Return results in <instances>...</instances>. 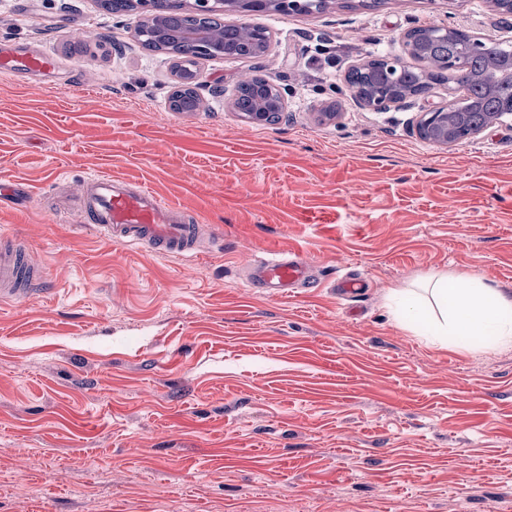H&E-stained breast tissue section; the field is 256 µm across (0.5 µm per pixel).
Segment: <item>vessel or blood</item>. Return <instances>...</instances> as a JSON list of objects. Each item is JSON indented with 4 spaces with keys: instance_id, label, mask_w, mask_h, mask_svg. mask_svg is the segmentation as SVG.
<instances>
[{
    "instance_id": "1",
    "label": "vessel or blood",
    "mask_w": 512,
    "mask_h": 512,
    "mask_svg": "<svg viewBox=\"0 0 512 512\" xmlns=\"http://www.w3.org/2000/svg\"><path fill=\"white\" fill-rule=\"evenodd\" d=\"M55 66L46 54L0 53V69L48 71ZM84 200L80 217L89 226L121 245L147 247L156 254L195 252L204 227L179 205L162 200L150 188L121 178L90 176L77 183ZM37 269L13 239L0 237V298L22 299L39 285ZM249 283L256 288H312V266L299 253L272 252L254 269ZM364 278L346 273L336 279L343 299L361 295Z\"/></svg>"
}]
</instances>
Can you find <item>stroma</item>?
I'll return each mask as SVG.
<instances>
[{
	"label": "stroma",
	"mask_w": 512,
	"mask_h": 512,
	"mask_svg": "<svg viewBox=\"0 0 512 512\" xmlns=\"http://www.w3.org/2000/svg\"><path fill=\"white\" fill-rule=\"evenodd\" d=\"M330 0L321 13L225 12L267 51L198 60L203 103L174 112L172 55L103 0H0V234L40 289L0 300V512H512V348H440L386 291L471 275L512 298V115L441 145L416 121L441 84L364 108L344 81L369 52L406 58L430 22L512 41L491 0ZM288 102L249 123L243 72ZM143 183L209 225L194 256L81 227L58 183ZM278 248L315 288H248ZM368 287L341 300L336 274ZM56 63L48 55L41 53L15 54L7 51L0 53V69L17 71H48Z\"/></svg>",
	"instance_id": "obj_1"
}]
</instances>
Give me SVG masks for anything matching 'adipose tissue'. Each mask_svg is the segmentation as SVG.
<instances>
[{
	"mask_svg": "<svg viewBox=\"0 0 512 512\" xmlns=\"http://www.w3.org/2000/svg\"><path fill=\"white\" fill-rule=\"evenodd\" d=\"M429 297L398 288L387 291L403 327L429 325L439 346L467 347L483 337L488 347H512V299L474 277H428Z\"/></svg>",
	"mask_w": 512,
	"mask_h": 512,
	"instance_id": "obj_1",
	"label": "adipose tissue"
}]
</instances>
